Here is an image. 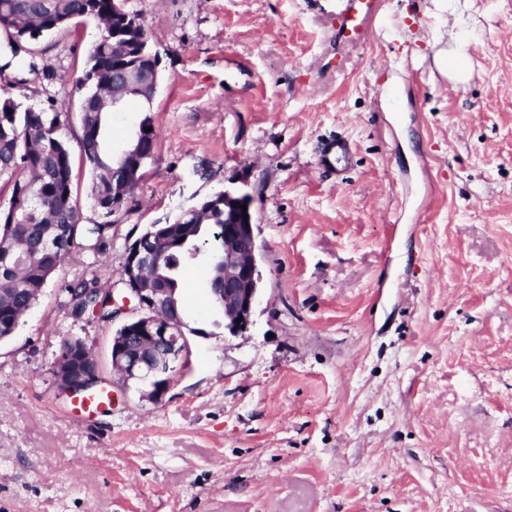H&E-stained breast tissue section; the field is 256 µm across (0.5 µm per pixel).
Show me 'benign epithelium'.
<instances>
[{"label": "benign epithelium", "instance_id": "7a95c632", "mask_svg": "<svg viewBox=\"0 0 512 512\" xmlns=\"http://www.w3.org/2000/svg\"><path fill=\"white\" fill-rule=\"evenodd\" d=\"M137 148L117 154L112 164V181L125 180V160ZM241 196L224 191V259L219 275H210L209 290L215 297L224 320V331L232 336L245 334L253 324L261 291L259 246L254 212H242L234 206ZM156 249L154 233L137 238L128 248L119 280L125 296L112 301V318L128 313L127 304L135 302L138 314L126 318L112 336V371L123 384L136 381L149 387L144 396L159 402L167 393L174 366L183 358L187 334L173 292L169 288H151ZM57 390L65 396L91 392L102 383L100 365L90 355L85 342L72 340L59 349L51 364Z\"/></svg>", "mask_w": 512, "mask_h": 512}]
</instances>
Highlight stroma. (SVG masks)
<instances>
[{
    "label": "stroma",
    "instance_id": "obj_1",
    "mask_svg": "<svg viewBox=\"0 0 512 512\" xmlns=\"http://www.w3.org/2000/svg\"><path fill=\"white\" fill-rule=\"evenodd\" d=\"M386 0L411 18L350 47L336 0H125L163 80L153 157L112 223V249L75 250L0 343V512H512V0ZM72 23L13 55L0 87L25 107L62 99L77 146L90 46ZM472 73L437 66L456 38ZM341 135L344 174L317 146ZM247 185L262 290L242 336L214 329L208 268L183 271L188 339L162 402L122 387L117 322L73 319L65 284L118 281L153 224ZM97 355L107 411L71 416L50 373L61 337Z\"/></svg>",
    "mask_w": 512,
    "mask_h": 512
}]
</instances>
